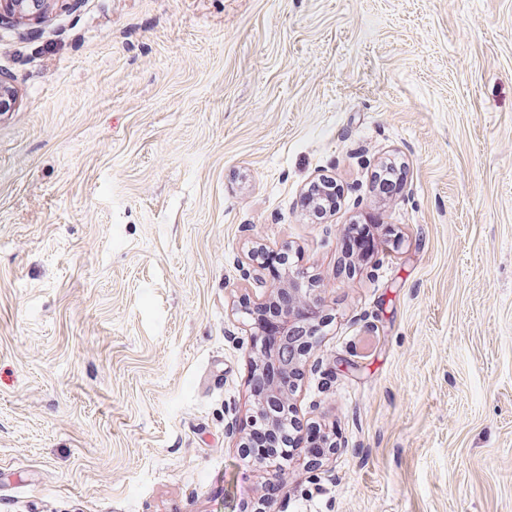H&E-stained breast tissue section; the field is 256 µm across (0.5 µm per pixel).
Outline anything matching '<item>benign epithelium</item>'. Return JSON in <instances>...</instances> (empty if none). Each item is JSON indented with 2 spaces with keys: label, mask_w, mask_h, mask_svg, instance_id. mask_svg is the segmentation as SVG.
I'll return each instance as SVG.
<instances>
[{
  "label": "benign epithelium",
  "mask_w": 512,
  "mask_h": 512,
  "mask_svg": "<svg viewBox=\"0 0 512 512\" xmlns=\"http://www.w3.org/2000/svg\"><path fill=\"white\" fill-rule=\"evenodd\" d=\"M58 0H0V24L11 20L16 23H42L54 9ZM17 93L8 79L0 75V115L12 111ZM317 306L311 298V289L301 279L289 273L286 280L269 288V294L260 309L280 325V346L266 349L257 357L256 372L260 379L256 387V411L247 424L248 433L265 431L272 439H287L291 425L289 412L302 357L311 346L315 326L301 319L298 309ZM287 346L288 358L280 354Z\"/></svg>",
  "instance_id": "obj_1"
}]
</instances>
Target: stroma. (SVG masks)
Returning <instances> with one entry per match:
<instances>
[{
	"instance_id": "1",
	"label": "stroma",
	"mask_w": 512,
	"mask_h": 512,
	"mask_svg": "<svg viewBox=\"0 0 512 512\" xmlns=\"http://www.w3.org/2000/svg\"><path fill=\"white\" fill-rule=\"evenodd\" d=\"M0 73V512H253L272 251L336 448L267 512H512V0H64ZM376 224H349L346 229L345 246L349 254L364 256L367 254L374 242V231Z\"/></svg>"
}]
</instances>
